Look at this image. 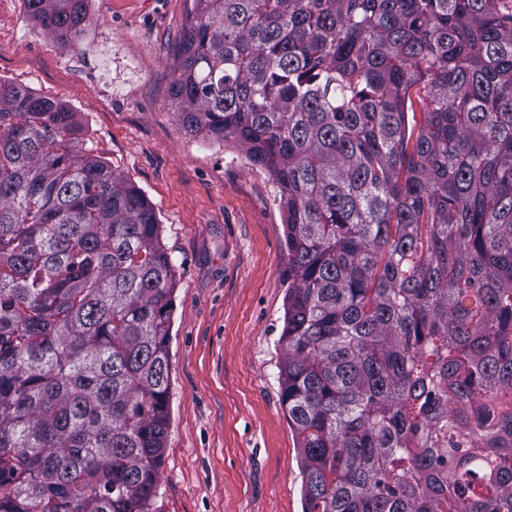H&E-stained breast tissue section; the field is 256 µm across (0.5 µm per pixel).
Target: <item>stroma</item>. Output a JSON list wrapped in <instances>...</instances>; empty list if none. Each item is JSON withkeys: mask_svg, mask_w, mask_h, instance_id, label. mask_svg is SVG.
Here are the masks:
<instances>
[{"mask_svg": "<svg viewBox=\"0 0 512 512\" xmlns=\"http://www.w3.org/2000/svg\"><path fill=\"white\" fill-rule=\"evenodd\" d=\"M192 0H89L76 48L0 0V80L78 112L86 149L153 205L176 268L157 512H302L278 379L288 289L280 189L193 134L172 74Z\"/></svg>", "mask_w": 512, "mask_h": 512, "instance_id": "35a3bbf8", "label": "stroma"}]
</instances>
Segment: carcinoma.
<instances>
[{"label":"carcinoma","instance_id":"obj_1","mask_svg":"<svg viewBox=\"0 0 512 512\" xmlns=\"http://www.w3.org/2000/svg\"><path fill=\"white\" fill-rule=\"evenodd\" d=\"M173 98L280 187L303 512H512V12L192 0ZM175 284L78 113L0 80V512H156Z\"/></svg>","mask_w":512,"mask_h":512}]
</instances>
